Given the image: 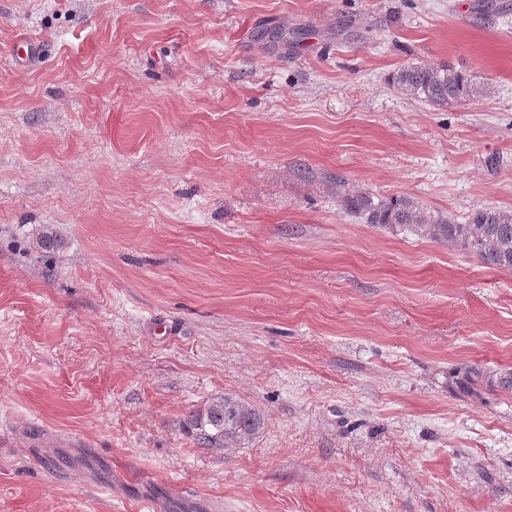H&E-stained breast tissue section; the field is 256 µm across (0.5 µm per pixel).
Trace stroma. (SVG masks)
Segmentation results:
<instances>
[{
	"instance_id": "1",
	"label": "stroma",
	"mask_w": 512,
	"mask_h": 512,
	"mask_svg": "<svg viewBox=\"0 0 512 512\" xmlns=\"http://www.w3.org/2000/svg\"><path fill=\"white\" fill-rule=\"evenodd\" d=\"M342 191L512 210V0H0V512H512V271ZM392 82L415 98L442 107L462 101L472 92L470 77L448 64L405 66L393 75ZM459 384L469 391H477V386L485 384L489 388H500L512 392V372L487 373L477 369H466L462 373ZM200 448H224L225 443L248 445L262 429L261 414L249 403L231 396L213 399L207 407L189 414Z\"/></svg>"
}]
</instances>
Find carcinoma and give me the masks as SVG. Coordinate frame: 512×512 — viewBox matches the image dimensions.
Instances as JSON below:
<instances>
[{
	"instance_id": "cac0c4a2",
	"label": "carcinoma",
	"mask_w": 512,
	"mask_h": 512,
	"mask_svg": "<svg viewBox=\"0 0 512 512\" xmlns=\"http://www.w3.org/2000/svg\"><path fill=\"white\" fill-rule=\"evenodd\" d=\"M392 82L415 98L442 107L462 101L472 92L470 77L447 64L405 66L393 75ZM340 203L365 224L399 227L474 255L489 268L512 271V210L479 208L470 214L466 223L457 224L451 217L431 212L407 196L343 194ZM459 384L469 391L484 384L512 392V372L494 374L466 369ZM189 423L194 430L195 444L213 449L222 448L226 443L249 444L262 429L264 420L251 404L224 396L191 412Z\"/></svg>"
}]
</instances>
